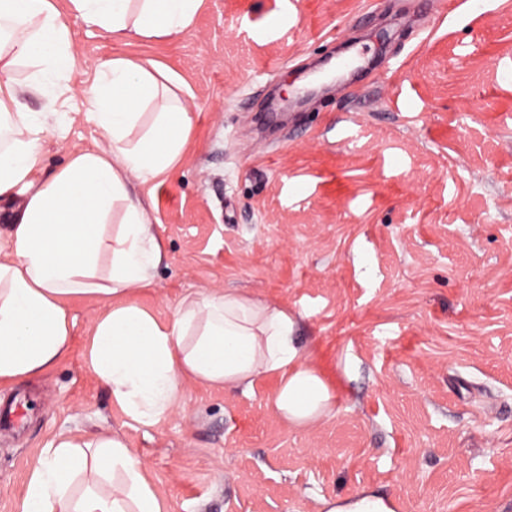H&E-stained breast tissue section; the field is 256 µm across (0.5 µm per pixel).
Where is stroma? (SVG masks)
Masks as SVG:
<instances>
[{
  "mask_svg": "<svg viewBox=\"0 0 512 512\" xmlns=\"http://www.w3.org/2000/svg\"><path fill=\"white\" fill-rule=\"evenodd\" d=\"M74 61L47 169L105 141L85 92L111 57L155 59L194 103L180 165L136 187L163 259L138 304L169 319L236 288L300 314L336 396L301 427L252 393L184 388L154 426L87 366L91 298L65 360L0 389V512L57 434L118 431L167 512H320L368 489L395 512H512V0H204L173 40L65 15ZM345 91H337V80Z\"/></svg>",
  "mask_w": 512,
  "mask_h": 512,
  "instance_id": "35a3bbf8",
  "label": "stroma"
}]
</instances>
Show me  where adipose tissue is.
I'll return each mask as SVG.
<instances>
[{"mask_svg":"<svg viewBox=\"0 0 512 512\" xmlns=\"http://www.w3.org/2000/svg\"><path fill=\"white\" fill-rule=\"evenodd\" d=\"M203 0H68L71 15L115 38L188 31ZM71 32L54 0H0V386L55 366L68 352L75 297L100 301L87 364L126 417L152 426L190 383L252 392L278 386L272 409L300 427L329 415L335 395L296 343L286 308L236 289L184 296L168 320L131 303L153 287L162 248L130 192L180 164L192 128L181 77L159 62L116 56L87 95L107 143L45 171L49 115L20 88L52 95L71 68ZM18 512H166L141 459L117 434L62 436L33 468Z\"/></svg>","mask_w":512,"mask_h":512,"instance_id":"ef3b65f1","label":"adipose tissue"}]
</instances>
